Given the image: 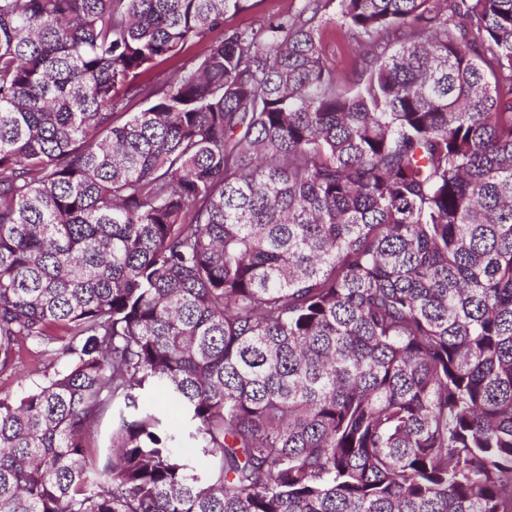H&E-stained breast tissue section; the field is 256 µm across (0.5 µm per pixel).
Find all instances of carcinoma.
Wrapping results in <instances>:
<instances>
[{"instance_id":"1","label":"carcinoma","mask_w":512,"mask_h":512,"mask_svg":"<svg viewBox=\"0 0 512 512\" xmlns=\"http://www.w3.org/2000/svg\"><path fill=\"white\" fill-rule=\"evenodd\" d=\"M253 6L0 0V512H512V0ZM303 0H257L256 6L249 12L236 16H227V24L231 26L257 28L267 20L279 15L292 13L298 9ZM319 38L327 61L334 67L343 87H352L357 80L352 64L363 52V44L353 36L336 15V2H330L316 20Z\"/></svg>"}]
</instances>
